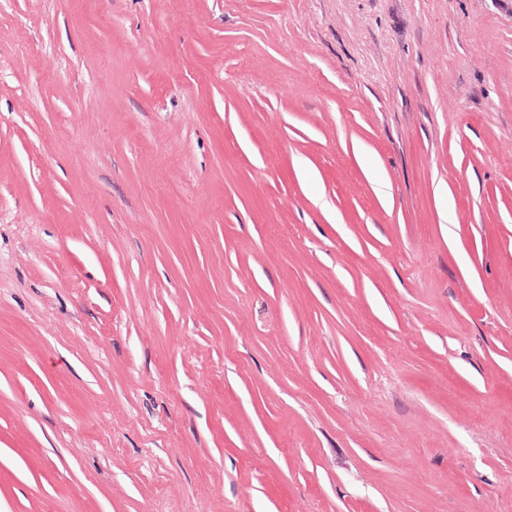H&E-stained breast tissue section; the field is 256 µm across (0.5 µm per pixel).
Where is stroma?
<instances>
[{"instance_id": "obj_1", "label": "stroma", "mask_w": 512, "mask_h": 512, "mask_svg": "<svg viewBox=\"0 0 512 512\" xmlns=\"http://www.w3.org/2000/svg\"><path fill=\"white\" fill-rule=\"evenodd\" d=\"M0 512H512V0H0Z\"/></svg>"}]
</instances>
